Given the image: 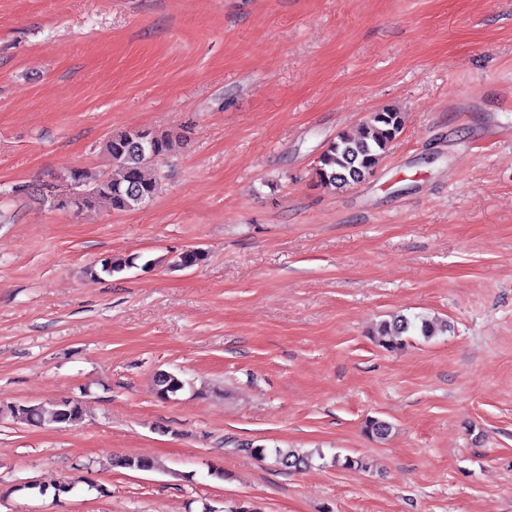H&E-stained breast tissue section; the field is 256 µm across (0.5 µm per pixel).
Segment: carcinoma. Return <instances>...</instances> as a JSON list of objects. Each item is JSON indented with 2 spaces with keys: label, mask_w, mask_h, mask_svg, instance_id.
<instances>
[{
  "label": "carcinoma",
  "mask_w": 512,
  "mask_h": 512,
  "mask_svg": "<svg viewBox=\"0 0 512 512\" xmlns=\"http://www.w3.org/2000/svg\"><path fill=\"white\" fill-rule=\"evenodd\" d=\"M404 113L396 108H385L372 113L356 133L340 134L317 157L314 166L315 185L329 191L342 190L370 177L388 147L402 132ZM176 137L166 130L142 129L122 132L111 136L104 149L112 162V174L104 178H92L87 172L73 170L64 184H41L31 188L36 195L44 194L53 206L80 212L84 209L105 207L116 211H129L151 201L157 193L158 182L146 175L147 169L158 159L170 153ZM204 257L200 250H187L176 255L172 265L190 268ZM140 256L126 257L107 255L90 267L93 276L108 277L135 268ZM164 262L159 257L147 260L139 267L148 269ZM416 332L429 341L448 333V321L431 316L395 315L379 323L370 336L380 347L395 351L404 346L408 334ZM188 382L179 375L160 372L154 377L157 398L167 401L186 389ZM85 414L81 402L71 399L68 405L59 402L19 403L0 407V416L30 426L69 427L80 422ZM367 436L384 439L391 432V424L378 418L364 423ZM315 452H302L296 448L274 450V460L290 470L308 467ZM112 465L132 470L150 471L157 468L148 457H122Z\"/></svg>",
  "instance_id": "obj_1"
}]
</instances>
